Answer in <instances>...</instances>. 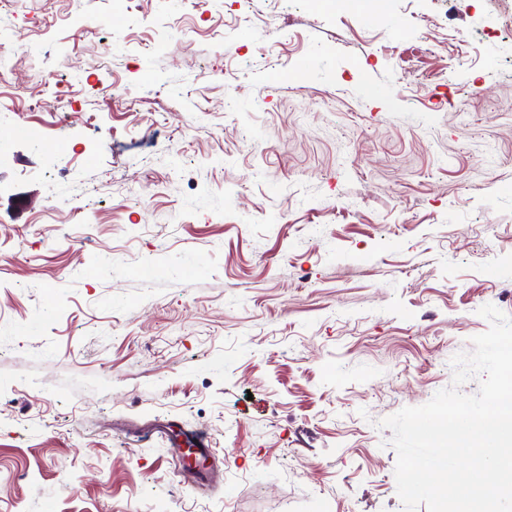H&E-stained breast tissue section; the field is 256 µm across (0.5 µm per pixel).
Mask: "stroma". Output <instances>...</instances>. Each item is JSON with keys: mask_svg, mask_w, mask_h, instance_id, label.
<instances>
[{"mask_svg": "<svg viewBox=\"0 0 512 512\" xmlns=\"http://www.w3.org/2000/svg\"><path fill=\"white\" fill-rule=\"evenodd\" d=\"M0 14V512H404L381 420L512 317V0Z\"/></svg>", "mask_w": 512, "mask_h": 512, "instance_id": "stroma-1", "label": "stroma"}]
</instances>
